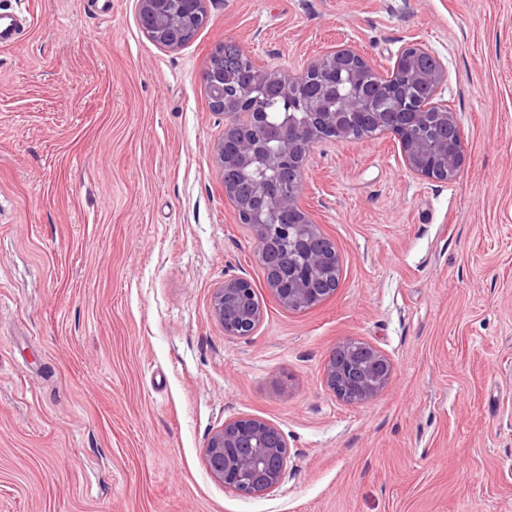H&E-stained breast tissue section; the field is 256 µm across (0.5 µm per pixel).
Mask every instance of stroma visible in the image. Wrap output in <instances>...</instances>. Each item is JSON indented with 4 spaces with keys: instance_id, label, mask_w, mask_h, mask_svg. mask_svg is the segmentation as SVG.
I'll return each mask as SVG.
<instances>
[{
    "instance_id": "obj_1",
    "label": "stroma",
    "mask_w": 512,
    "mask_h": 512,
    "mask_svg": "<svg viewBox=\"0 0 512 512\" xmlns=\"http://www.w3.org/2000/svg\"><path fill=\"white\" fill-rule=\"evenodd\" d=\"M0 47V512H512V0H209L171 51L137 0H25ZM300 71L336 45L381 74L439 57L457 178L411 173L388 135L311 150L301 204L341 259L306 311L268 290L213 150L203 74L221 44ZM263 317L225 335L211 297ZM347 338L393 363L350 404L324 379ZM276 424L284 484L208 472L225 420ZM255 292L244 278L224 279L215 288L211 298V312L224 327L228 336H249L260 324L261 318L254 313L251 301Z\"/></svg>"
}]
</instances>
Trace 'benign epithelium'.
Segmentation results:
<instances>
[{"mask_svg": "<svg viewBox=\"0 0 512 512\" xmlns=\"http://www.w3.org/2000/svg\"><path fill=\"white\" fill-rule=\"evenodd\" d=\"M207 0H138L145 34L157 44L176 50L208 20ZM250 65L239 71L224 61V48L214 51L216 62L204 71L203 81L212 110L224 113V139L215 148L224 193L236 198L241 223L251 227L257 254L285 263L284 270L266 281L269 291L285 307L303 311L329 298L338 288L334 244L300 204L304 164L313 145L332 138L350 140L356 128L375 129L399 143L406 166L429 179L453 181L463 158L462 134L455 113L434 102L445 68L428 50L411 45L397 54L391 82L427 91L430 99H408L400 92L375 104L376 92L366 87L372 67L356 49L338 47L310 60L299 73L258 66L253 55L236 47ZM348 86L338 103L330 102L336 80ZM303 83H317L319 95H298ZM267 101L288 115L274 124L255 103ZM255 292L240 277L226 278L214 289L211 312L226 336H249L260 324L251 301ZM390 359L377 347L346 339L333 349L324 368L327 386L347 403L376 396L389 383ZM290 448L283 431L258 417H240L208 438L204 459L211 476L224 487L249 498L277 490L284 482Z\"/></svg>", "mask_w": 512, "mask_h": 512, "instance_id": "benign-epithelium-1", "label": "benign epithelium"}]
</instances>
